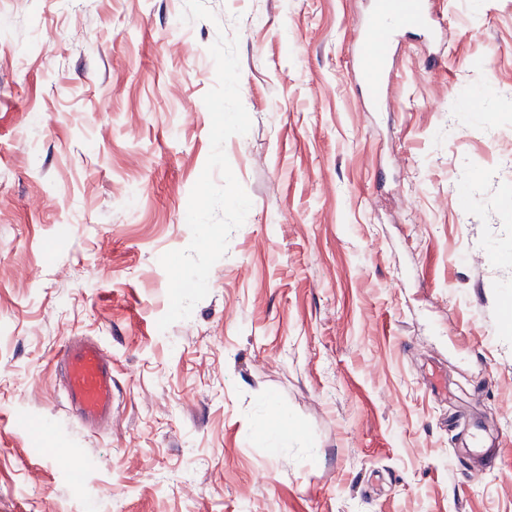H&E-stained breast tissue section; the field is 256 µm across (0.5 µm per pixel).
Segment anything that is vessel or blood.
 Masks as SVG:
<instances>
[{
  "label": "vessel or blood",
  "instance_id": "vessel-or-blood-1",
  "mask_svg": "<svg viewBox=\"0 0 512 512\" xmlns=\"http://www.w3.org/2000/svg\"><path fill=\"white\" fill-rule=\"evenodd\" d=\"M415 26L437 36L443 24L426 0H375L371 12L352 38L355 68L368 103H377L390 69L389 45L397 29ZM63 373L65 402L86 426L112 420V359L89 337H69L54 355Z\"/></svg>",
  "mask_w": 512,
  "mask_h": 512
}]
</instances>
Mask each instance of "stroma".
<instances>
[{
    "label": "stroma",
    "instance_id": "stroma-1",
    "mask_svg": "<svg viewBox=\"0 0 512 512\" xmlns=\"http://www.w3.org/2000/svg\"><path fill=\"white\" fill-rule=\"evenodd\" d=\"M205 2L0 0V512H512V0H430L442 63L402 31L376 112L373 0ZM221 30L252 207L162 331ZM74 335L112 356L99 430L65 407Z\"/></svg>",
    "mask_w": 512,
    "mask_h": 512
}]
</instances>
